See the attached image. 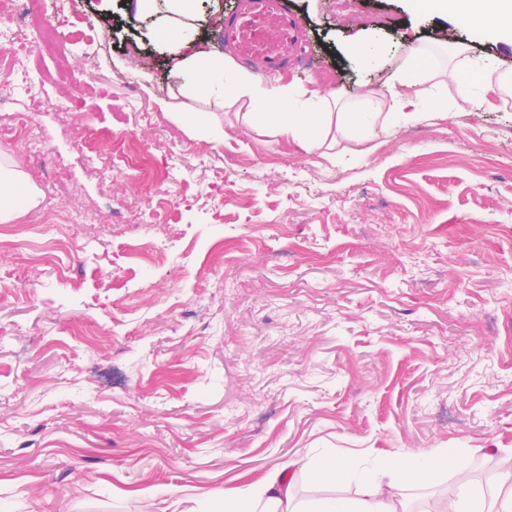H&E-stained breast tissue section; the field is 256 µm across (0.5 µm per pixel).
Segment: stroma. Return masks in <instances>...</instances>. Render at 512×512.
I'll list each match as a JSON object with an SVG mask.
<instances>
[{"mask_svg": "<svg viewBox=\"0 0 512 512\" xmlns=\"http://www.w3.org/2000/svg\"><path fill=\"white\" fill-rule=\"evenodd\" d=\"M288 3L300 65L266 85L355 102L437 38L512 69V47L409 0H355L349 22L336 0ZM27 9L90 40L39 54L25 30L0 48V109L49 151L0 138L41 194L0 250V512H161L176 490L307 455L365 467L438 448L491 495L512 451V95L457 110L466 73L444 55L416 86L440 113L330 161L249 125L248 99L188 98L165 53L135 76L142 26L115 0ZM164 102L212 111L223 136L180 132ZM72 126L132 132L159 179L121 157L90 175ZM454 489L435 470L404 506L435 512Z\"/></svg>", "mask_w": 512, "mask_h": 512, "instance_id": "35a3bbf8", "label": "stroma"}]
</instances>
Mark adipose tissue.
Wrapping results in <instances>:
<instances>
[{"instance_id":"1","label":"adipose tissue","mask_w":512,"mask_h":512,"mask_svg":"<svg viewBox=\"0 0 512 512\" xmlns=\"http://www.w3.org/2000/svg\"><path fill=\"white\" fill-rule=\"evenodd\" d=\"M201 0H132L131 10L154 21L152 38L175 61L186 91L207 102L223 105L225 99L249 98L255 104L248 113L271 134L285 138L304 153L320 149L329 137L371 140L377 129H388L426 119L437 100H423L413 91L426 72L417 58L397 74L388 96L368 91L358 103L332 110L330 94L320 89L296 90L288 86H262L254 75L226 63L223 56L192 50L195 21ZM444 17L469 22L474 28L512 46V0H414ZM460 64L476 79L461 83L458 107H477L485 90L498 86L512 89V70L502 72L492 65L463 57ZM39 204V192L29 174L0 156V223H10ZM299 470L316 480L340 486L354 480L355 497H327L308 504L296 498L287 464L272 467L261 479L221 494L219 512H398L396 503L404 489L420 483L433 469L446 468L456 476V487L443 512H512V465H504L493 500L474 491L465 457L442 448L426 456L407 454L387 463L375 461L358 469L345 458L312 456L298 460Z\"/></svg>"}]
</instances>
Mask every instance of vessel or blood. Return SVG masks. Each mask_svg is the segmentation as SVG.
<instances>
[{
  "label": "vessel or blood",
  "instance_id": "obj_1",
  "mask_svg": "<svg viewBox=\"0 0 512 512\" xmlns=\"http://www.w3.org/2000/svg\"><path fill=\"white\" fill-rule=\"evenodd\" d=\"M299 39L288 0H241L224 21L220 40L236 53L240 64L260 63L268 73H285L295 64Z\"/></svg>",
  "mask_w": 512,
  "mask_h": 512
}]
</instances>
